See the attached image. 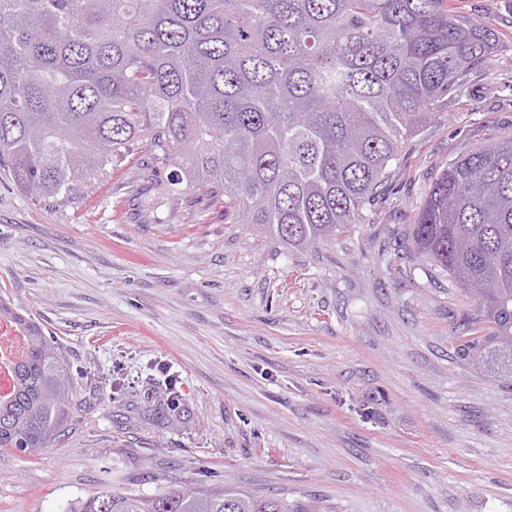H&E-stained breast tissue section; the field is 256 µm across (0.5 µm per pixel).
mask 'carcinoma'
Here are the masks:
<instances>
[{
    "mask_svg": "<svg viewBox=\"0 0 512 512\" xmlns=\"http://www.w3.org/2000/svg\"><path fill=\"white\" fill-rule=\"evenodd\" d=\"M451 0H0V163L65 201L124 162L174 165V200L307 251L364 224L405 143L497 51ZM145 151L148 163L137 154ZM407 243L476 302L459 351L512 373V135L442 166ZM26 355L0 453L47 448L73 398L40 324L0 298ZM67 512H308L231 486L108 485Z\"/></svg>",
    "mask_w": 512,
    "mask_h": 512,
    "instance_id": "obj_1",
    "label": "carcinoma"
}]
</instances>
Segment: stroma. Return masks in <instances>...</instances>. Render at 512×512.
Segmentation results:
<instances>
[{
  "mask_svg": "<svg viewBox=\"0 0 512 512\" xmlns=\"http://www.w3.org/2000/svg\"><path fill=\"white\" fill-rule=\"evenodd\" d=\"M495 54L405 143L365 224L297 252L104 170L66 201L0 166V296L74 384L55 441L0 454V512L105 485L232 486L315 512H512V375L460 357L475 309L404 245L441 166L512 134V0H454Z\"/></svg>",
  "mask_w": 512,
  "mask_h": 512,
  "instance_id": "obj_1",
  "label": "stroma"
}]
</instances>
